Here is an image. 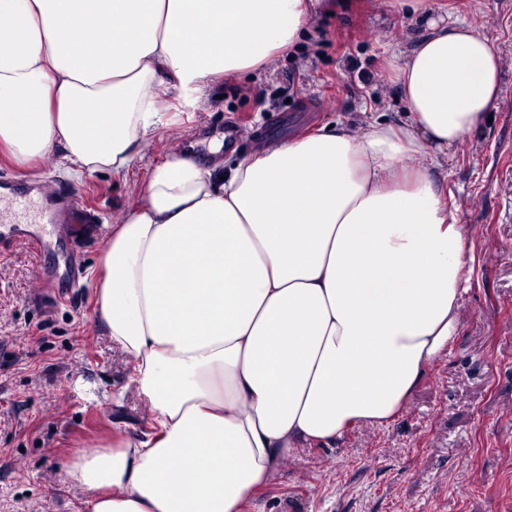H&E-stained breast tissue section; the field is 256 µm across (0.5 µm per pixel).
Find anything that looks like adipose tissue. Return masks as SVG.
Returning <instances> with one entry per match:
<instances>
[{"label": "adipose tissue", "instance_id": "1", "mask_svg": "<svg viewBox=\"0 0 512 512\" xmlns=\"http://www.w3.org/2000/svg\"><path fill=\"white\" fill-rule=\"evenodd\" d=\"M408 119L324 126L244 158L155 164L101 257L98 321L148 433L73 453L88 512H246L294 449L389 425L460 323L472 247L432 176L500 96L488 39L398 0ZM320 0H0V160L126 173L227 73L274 63Z\"/></svg>", "mask_w": 512, "mask_h": 512}]
</instances>
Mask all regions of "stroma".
Segmentation results:
<instances>
[{
	"mask_svg": "<svg viewBox=\"0 0 512 512\" xmlns=\"http://www.w3.org/2000/svg\"><path fill=\"white\" fill-rule=\"evenodd\" d=\"M433 2L475 25L501 58L491 120L449 155L443 185L473 246L459 333L390 425L295 449L249 512H512V0ZM424 32L419 16L390 0H332L273 67L217 78L204 108L158 127L124 176L76 174L57 153L30 173L0 162L13 185L61 173L103 227L81 246L60 233L38 255L0 230V512H87L66 470L70 455L150 428L147 405L128 384L130 363L98 322L97 272L151 166L175 155L179 138L201 139L237 119L246 122L241 139L220 152L228 169L325 125L405 121L387 61ZM76 251L79 286L44 305L40 272L62 268Z\"/></svg>",
	"mask_w": 512,
	"mask_h": 512,
	"instance_id": "stroma-1",
	"label": "stroma"
}]
</instances>
